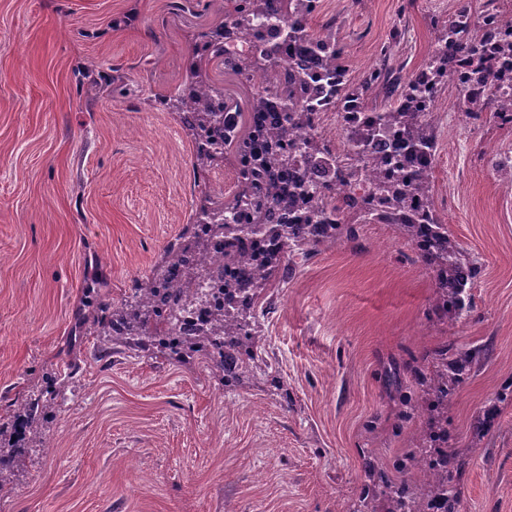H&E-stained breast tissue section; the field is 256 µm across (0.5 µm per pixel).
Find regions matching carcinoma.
I'll use <instances>...</instances> for the list:
<instances>
[{
    "label": "carcinoma",
    "mask_w": 512,
    "mask_h": 512,
    "mask_svg": "<svg viewBox=\"0 0 512 512\" xmlns=\"http://www.w3.org/2000/svg\"><path fill=\"white\" fill-rule=\"evenodd\" d=\"M217 11L222 20L197 34L183 88L175 96L158 99L156 106L178 113L190 137V163L198 179L208 182L209 173L228 156L248 155L255 167L251 174L237 176L235 190L227 198L222 189L204 192L193 222L166 249L159 271L145 277L131 295L103 306L97 335L114 349L146 339L172 360H199L222 370L224 385L242 386L266 373L259 345L263 289L277 280L286 281L320 247L355 236L357 224L394 225L431 275L435 310L454 320L469 316L470 288L482 267L440 218L432 196V172L385 180L374 194L339 196L336 182L355 176L358 170L340 162L319 135L306 139L299 152L292 140L298 129L315 126L316 82L334 75L336 100L350 112L347 123H357L361 112H375L371 124L350 131L360 165L381 164L380 147L394 131L402 134L401 143L386 155L394 167H405L399 155L402 149L419 161L435 156L438 131L430 115L435 105L429 100L440 99L447 88V73L458 54L470 57L471 78L487 88L481 102L459 100L462 113L471 120L489 116L503 122V114L512 113V107L498 98L497 90L504 75L501 62L512 59V40L487 44L481 36L487 25L512 28V17L500 11L498 0H484L477 16L471 0H458L449 20H434L435 41L445 50H431L424 70L406 79L402 78L404 65L395 56L401 40L398 31L381 48L379 63L354 76L345 61L336 20L312 29L317 9L309 7V0H224ZM275 16L285 23L282 35L263 40L257 49L241 53L224 43L226 26L257 30ZM214 62L224 66V73L248 84L266 78L271 70L276 75L267 90L257 88L243 99H234L211 79L209 66ZM376 92L384 93L386 103L372 110L367 101ZM268 95L278 99L279 115L258 144L254 133ZM312 174L321 175L325 182L313 181ZM240 212L271 244L256 270L243 252L226 251L218 258L212 251V231L206 225H219L229 244L242 231L237 222ZM227 267L245 270L251 278L249 287L225 278ZM181 268L188 281L207 277L221 287L206 299L188 288H174L173 273ZM192 306L204 313V327L188 335L171 318L172 312ZM480 353L447 344L434 351L429 365L415 369V382L426 393L421 406L424 421L398 469L405 475L417 471L422 479L412 487L404 479L372 474L382 481L388 512H460L450 457L463 459L465 454L448 453V401L469 377ZM509 403L512 390L497 394L485 414L471 423L473 438H483L487 417ZM51 405L50 397L23 400L13 414L6 415L12 420L11 434L42 439L44 416Z\"/></svg>",
    "instance_id": "cac0c4a2"
}]
</instances>
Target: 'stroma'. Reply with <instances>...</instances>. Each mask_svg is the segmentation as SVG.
<instances>
[{"mask_svg": "<svg viewBox=\"0 0 512 512\" xmlns=\"http://www.w3.org/2000/svg\"><path fill=\"white\" fill-rule=\"evenodd\" d=\"M184 0H0V415L55 389L47 439L0 440V512H353L369 467L394 475L418 424L411 373L439 347L489 353L448 405L469 468L462 512H512V405L480 447L469 426L512 384V128L470 127L445 91L432 194L483 266L472 311L431 309L432 279L388 224L321 247L262 293L271 377L225 389L154 349L100 358L81 328L157 268L200 189L190 139L155 107L178 91L192 38L218 21ZM456 0H322L358 73L401 32L404 75L428 61ZM124 86L112 95L113 83Z\"/></svg>", "mask_w": 512, "mask_h": 512, "instance_id": "obj_1", "label": "stroma"}]
</instances>
